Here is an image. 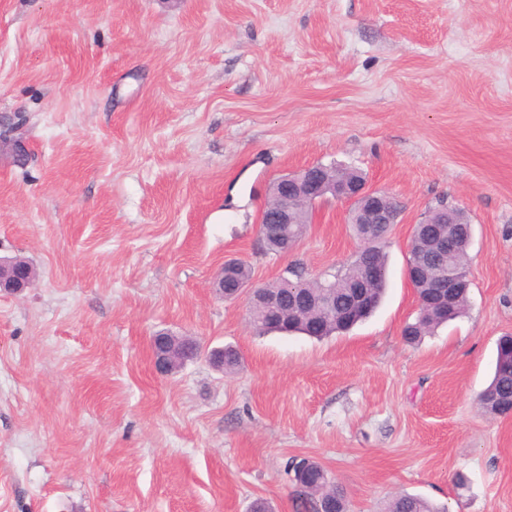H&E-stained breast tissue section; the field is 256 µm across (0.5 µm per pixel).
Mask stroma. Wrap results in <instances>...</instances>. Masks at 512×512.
<instances>
[{"instance_id":"obj_1","label":"stroma","mask_w":512,"mask_h":512,"mask_svg":"<svg viewBox=\"0 0 512 512\" xmlns=\"http://www.w3.org/2000/svg\"><path fill=\"white\" fill-rule=\"evenodd\" d=\"M0 258L39 273L0 293V512H298L291 459L348 512L410 494L512 512V416L478 406L512 335V0H0ZM359 169L402 205L376 312L321 340L259 334L211 282L315 275L360 247L346 203L296 251L259 237L268 185ZM474 226L466 314L415 346L412 231L439 203ZM160 331L205 351L171 374Z\"/></svg>"}]
</instances>
